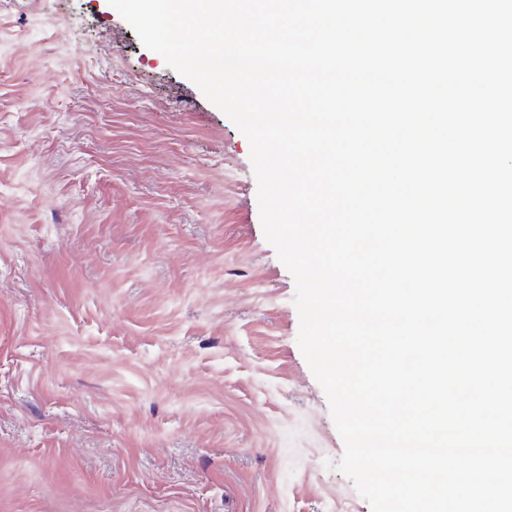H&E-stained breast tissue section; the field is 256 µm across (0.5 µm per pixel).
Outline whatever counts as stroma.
Masks as SVG:
<instances>
[{"mask_svg": "<svg viewBox=\"0 0 512 512\" xmlns=\"http://www.w3.org/2000/svg\"><path fill=\"white\" fill-rule=\"evenodd\" d=\"M257 190L109 0H0V512H372Z\"/></svg>", "mask_w": 512, "mask_h": 512, "instance_id": "stroma-1", "label": "stroma"}]
</instances>
